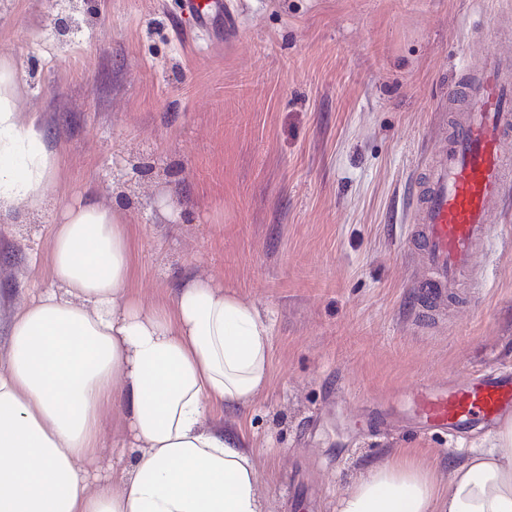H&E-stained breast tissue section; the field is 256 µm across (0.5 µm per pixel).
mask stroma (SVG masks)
Instances as JSON below:
<instances>
[{"label": "stroma", "instance_id": "1", "mask_svg": "<svg viewBox=\"0 0 512 512\" xmlns=\"http://www.w3.org/2000/svg\"><path fill=\"white\" fill-rule=\"evenodd\" d=\"M181 2L0 0V55L66 165L42 211L0 221V289L50 284L28 254L94 187L137 231L146 301L198 272L268 325L272 377L239 418L267 512H336L397 448L447 475L461 451L412 431L408 392L512 366V194L465 302L429 323L405 215L462 63L512 28V0H236L229 33Z\"/></svg>", "mask_w": 512, "mask_h": 512}]
</instances>
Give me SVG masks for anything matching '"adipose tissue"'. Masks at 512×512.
I'll use <instances>...</instances> for the list:
<instances>
[{"mask_svg": "<svg viewBox=\"0 0 512 512\" xmlns=\"http://www.w3.org/2000/svg\"><path fill=\"white\" fill-rule=\"evenodd\" d=\"M0 57V217L40 211L63 173L47 124ZM52 282L12 309L0 356V512H266L253 448L234 416L268 385L272 347L258 309L233 287L185 277L146 304L135 231L94 196L66 204L48 241ZM130 465L90 480L102 420ZM336 512H512V419L488 449L440 481L415 450L371 464Z\"/></svg>", "mask_w": 512, "mask_h": 512, "instance_id": "ef3b65f1", "label": "adipose tissue"}]
</instances>
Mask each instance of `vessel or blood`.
Masks as SVG:
<instances>
[{
    "instance_id": "1",
    "label": "vessel or blood",
    "mask_w": 512,
    "mask_h": 512,
    "mask_svg": "<svg viewBox=\"0 0 512 512\" xmlns=\"http://www.w3.org/2000/svg\"><path fill=\"white\" fill-rule=\"evenodd\" d=\"M199 25L228 18L227 0H184ZM462 104L448 121L439 157L422 172L410 212L408 248L422 261L421 306L435 318L455 300L475 270L489 226L503 212L512 186V54L493 49L469 66ZM414 419L424 430L460 437L476 424L493 427L512 416V373L479 370L451 385L422 383L411 392Z\"/></svg>"
}]
</instances>
